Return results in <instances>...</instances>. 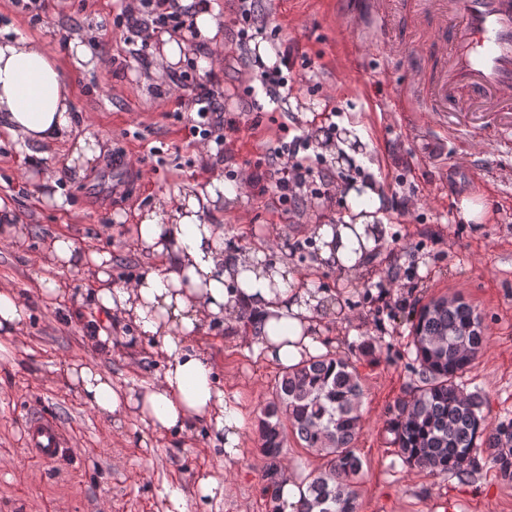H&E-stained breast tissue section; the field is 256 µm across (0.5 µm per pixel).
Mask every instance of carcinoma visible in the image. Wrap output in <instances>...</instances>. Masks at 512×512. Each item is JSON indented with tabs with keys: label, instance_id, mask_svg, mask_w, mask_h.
I'll list each match as a JSON object with an SVG mask.
<instances>
[{
	"label": "carcinoma",
	"instance_id": "1",
	"mask_svg": "<svg viewBox=\"0 0 512 512\" xmlns=\"http://www.w3.org/2000/svg\"><path fill=\"white\" fill-rule=\"evenodd\" d=\"M412 335L417 384L389 421L402 461L460 476L485 452L500 477L512 482V421L488 422L479 396L458 383L487 345L480 315L461 298L439 297L416 312ZM362 394L358 375L341 357L310 356L283 371L257 424L267 460L263 496L278 501L288 427L323 459L296 512H359L356 480L363 463L353 445L361 431Z\"/></svg>",
	"mask_w": 512,
	"mask_h": 512
}]
</instances>
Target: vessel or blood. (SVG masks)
<instances>
[{"label": "vessel or blood", "mask_w": 512, "mask_h": 512, "mask_svg": "<svg viewBox=\"0 0 512 512\" xmlns=\"http://www.w3.org/2000/svg\"><path fill=\"white\" fill-rule=\"evenodd\" d=\"M431 9L427 49L437 60L433 78L421 91L424 111L512 112V0H429L412 10ZM28 448L51 462L67 446L59 426L46 417L30 418Z\"/></svg>", "instance_id": "b4317fda"}]
</instances>
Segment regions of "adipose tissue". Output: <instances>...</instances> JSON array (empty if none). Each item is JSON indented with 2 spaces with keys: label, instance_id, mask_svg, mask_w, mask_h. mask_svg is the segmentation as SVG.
<instances>
[{
  "label": "adipose tissue",
  "instance_id": "obj_1",
  "mask_svg": "<svg viewBox=\"0 0 512 512\" xmlns=\"http://www.w3.org/2000/svg\"><path fill=\"white\" fill-rule=\"evenodd\" d=\"M179 4L192 13L203 62L218 61L224 33L214 0ZM145 35L155 52L154 72L174 70L187 47L184 37L152 28ZM61 49L79 69L104 63L93 55L88 34L80 29L70 31L61 48L45 39L0 36V128L24 147L71 141L64 163L41 154L39 176L46 188L56 187L66 176H84L101 153L95 138L76 133L72 83L55 61ZM234 197L218 173L203 187L164 197L139 213L133 241L154 267L125 283L113 284L109 252L86 248L65 233L44 243L37 277L40 298L57 307L64 291L49 270L65 266L82 271L105 322L96 331L95 343L110 348L106 325L130 323L163 357L162 378L137 390L114 382L100 367L66 364L64 375L82 401L117 424L135 416L152 432L190 435L197 425L206 424L212 447L223 449L228 459L241 455L245 419L236 397L215 380L211 362L197 343L199 335L211 323L243 312L256 321L255 354L268 363L285 368L322 349L317 336L320 296L292 281L285 263L268 262L261 252L226 250L223 225L208 222L209 211ZM362 197L368 206L354 225L322 224L316 229L319 264L345 277L358 268L357 237L374 224L380 205L376 187H366Z\"/></svg>",
  "mask_w": 512,
  "mask_h": 512
}]
</instances>
